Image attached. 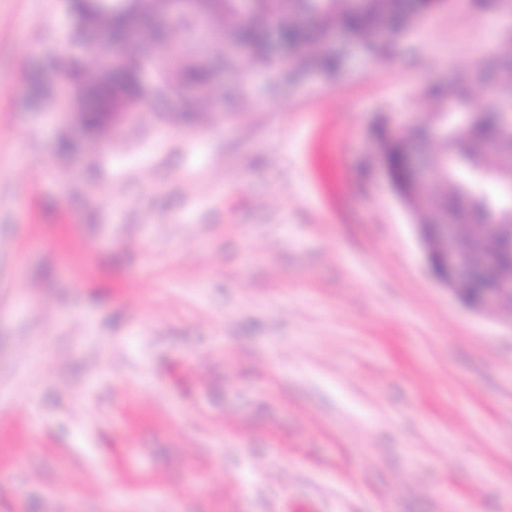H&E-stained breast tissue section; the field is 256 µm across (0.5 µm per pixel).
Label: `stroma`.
I'll return each mask as SVG.
<instances>
[{
    "label": "stroma",
    "mask_w": 512,
    "mask_h": 512,
    "mask_svg": "<svg viewBox=\"0 0 512 512\" xmlns=\"http://www.w3.org/2000/svg\"><path fill=\"white\" fill-rule=\"evenodd\" d=\"M72 28L0 0V512H512V312L433 280L375 152L512 0L332 81L240 55L219 119L95 148L30 102Z\"/></svg>",
    "instance_id": "stroma-1"
}]
</instances>
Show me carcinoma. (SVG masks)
Instances as JSON below:
<instances>
[{"label":"carcinoma","mask_w":512,"mask_h":512,"mask_svg":"<svg viewBox=\"0 0 512 512\" xmlns=\"http://www.w3.org/2000/svg\"><path fill=\"white\" fill-rule=\"evenodd\" d=\"M439 6L440 0H254L250 14L242 18L235 2L224 0V11L200 21L188 14L166 16L157 0H136L110 15L98 12L93 0H69L70 12L81 20L77 49L82 51L88 41L106 35L113 44L123 46L126 64L117 70L99 69L91 81L82 79L79 60L73 57L55 63L53 71L67 74L75 83L94 85L100 93L110 90L114 95L138 97L139 75L148 60L142 47L163 44L168 48L164 81L149 104L158 110L170 99L180 101L176 120L189 129L197 119L199 99L182 97V89L209 86L214 70L233 63L232 57L214 50L208 42L217 20L231 24L226 42L249 49L255 66H277L269 48L274 36L289 51L288 79L307 70L335 79L344 71L346 60V52L335 45V38L341 36L348 45L381 58L395 35L407 32ZM92 11L97 12V24L89 29L82 20ZM475 85L491 86L497 99L493 107L473 105L471 89ZM426 95L436 112H477L479 116L462 134L446 125L432 137L417 127L397 134L387 132L378 138L379 154L395 195L416 197L412 209L415 223L426 224L442 216L450 224H461V245L466 248L471 237L469 225L490 221L512 224V133L502 127L498 117V113L512 110V41L505 40L495 58L478 62L445 87L426 89ZM65 107L94 133L90 140L106 133L95 97L74 96ZM430 140L438 151L428 159L436 166L448 164L449 171L437 178L435 186L417 193L403 156L410 146L424 151ZM489 178L498 185L494 195L485 189Z\"/></svg>","instance_id":"1"}]
</instances>
